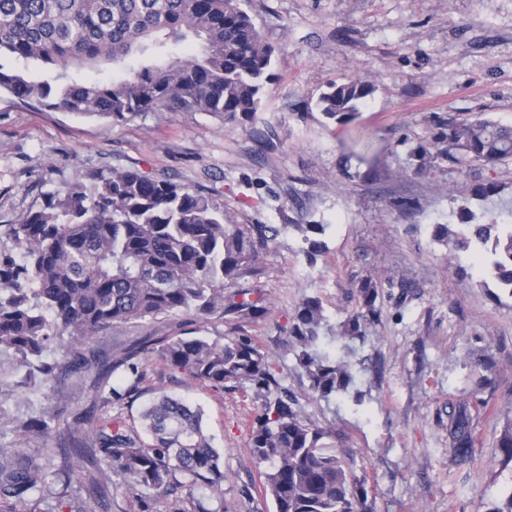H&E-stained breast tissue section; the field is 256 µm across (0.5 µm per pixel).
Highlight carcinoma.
Segmentation results:
<instances>
[{"instance_id":"1","label":"carcinoma","mask_w":512,"mask_h":512,"mask_svg":"<svg viewBox=\"0 0 512 512\" xmlns=\"http://www.w3.org/2000/svg\"><path fill=\"white\" fill-rule=\"evenodd\" d=\"M246 0H0V57L37 61L45 78L0 64V93L32 107L114 122L148 112H204L246 126L262 106L275 49L262 36ZM110 64L122 75L109 81L68 79L73 67ZM374 87L350 79L331 83L317 107L346 124ZM416 170L442 161L452 167L494 168L512 159V127L475 117L450 118L434 144L414 152ZM91 184L50 193L9 235L14 249L0 250V351L25 370L20 386L34 390L54 368L42 360L64 333L87 345L122 324L182 314L194 322L221 315L231 325L221 339L145 338L112 359L120 373L112 403L131 397L143 381L142 362L155 356L216 389L252 392L259 400L249 448L258 483L241 489L239 508L254 512L256 496H271L275 512H374L353 454L336 444L335 427L303 414L296 395L281 386L278 364L241 324L270 307L258 288H228L260 274L261 251L278 230L231 223L210 196L171 177L137 169L94 171ZM491 181L473 184L478 200L497 194ZM314 264L324 248L325 224H290ZM434 239L456 253L474 255L485 269L479 285L512 295V221L484 223L463 206L455 224H435ZM357 308L337 331L328 328L320 298L294 308L288 344L308 389L326 401L355 385L356 345L376 333L377 283L356 288ZM149 441L117 419L89 423L70 435L76 448L92 443L94 471L85 480L96 494L108 482L123 486L142 512H229L224 506V461L213 448L200 409L162 393L141 413ZM454 457L466 460L476 445L471 412L449 414ZM501 463L512 464V421L497 440ZM46 473L28 455L0 447V512L24 504L46 486ZM219 502L204 508L205 499Z\"/></svg>"}]
</instances>
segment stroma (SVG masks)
Instances as JSON below:
<instances>
[{
	"label": "stroma",
	"instance_id": "35a3bbf8",
	"mask_svg": "<svg viewBox=\"0 0 512 512\" xmlns=\"http://www.w3.org/2000/svg\"><path fill=\"white\" fill-rule=\"evenodd\" d=\"M246 8L275 46V77L264 86L253 125L203 112H151L124 123L37 109L0 94V225L22 223L43 196L88 183L97 168H136L198 189L234 223L268 224L279 234L263 250L256 278L269 315L244 326L276 358L281 383L305 416L333 425L357 461L375 512H493L512 493V467L496 441L512 420V295L480 287L467 256H453L432 227L460 206L498 220L512 209V160L488 170L440 163L415 173L410 153L433 143L448 117L483 115L512 126V0H248ZM356 78L374 92L343 126L316 106L331 82ZM491 180L500 191L471 199L470 185ZM323 224V252L308 264L294 227ZM365 277L381 294L380 322L360 349L361 398H313L286 341L288 320L304 297H319L331 327L356 307ZM223 318L190 323L161 316L109 331L68 353L58 337L43 359L56 367L48 387L26 394L0 382V446L35 455L52 492L84 504V474L57 475L79 461L70 431L84 417L137 422L159 391L204 412L224 455V500L234 503L257 476L249 448L251 394L217 390L162 360H145L136 394L112 401V358L144 336L220 338ZM483 407L472 410V459L448 446V411L469 400L482 378ZM53 417L47 440L30 421Z\"/></svg>",
	"mask_w": 512,
	"mask_h": 512
}]
</instances>
